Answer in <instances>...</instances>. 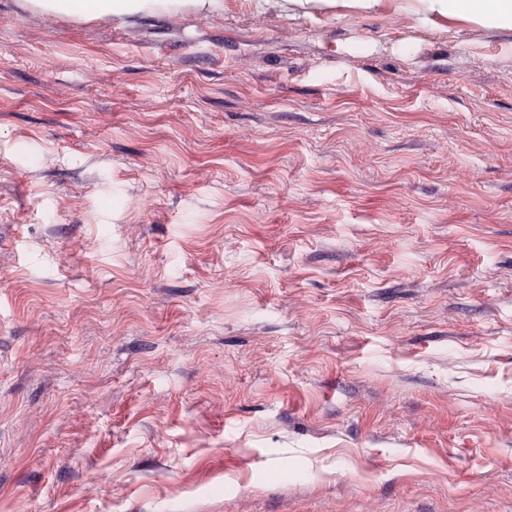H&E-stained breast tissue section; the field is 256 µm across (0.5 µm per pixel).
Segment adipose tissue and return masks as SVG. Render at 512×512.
Returning <instances> with one entry per match:
<instances>
[{
  "instance_id": "ef3b65f1",
  "label": "adipose tissue",
  "mask_w": 512,
  "mask_h": 512,
  "mask_svg": "<svg viewBox=\"0 0 512 512\" xmlns=\"http://www.w3.org/2000/svg\"><path fill=\"white\" fill-rule=\"evenodd\" d=\"M33 10L65 16L119 21L138 13L177 14L191 9L207 15L223 8L224 0H27ZM451 16L467 15L483 24L512 28V0H439Z\"/></svg>"
}]
</instances>
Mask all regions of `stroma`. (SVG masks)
I'll use <instances>...</instances> for the list:
<instances>
[{"label": "stroma", "mask_w": 512, "mask_h": 512, "mask_svg": "<svg viewBox=\"0 0 512 512\" xmlns=\"http://www.w3.org/2000/svg\"><path fill=\"white\" fill-rule=\"evenodd\" d=\"M0 512H512V29L0 0ZM31 8L43 13H58L65 16L111 20H125L138 13L162 11L177 14L192 9L208 15L217 9H224L223 0H26Z\"/></svg>", "instance_id": "35a3bbf8"}]
</instances>
